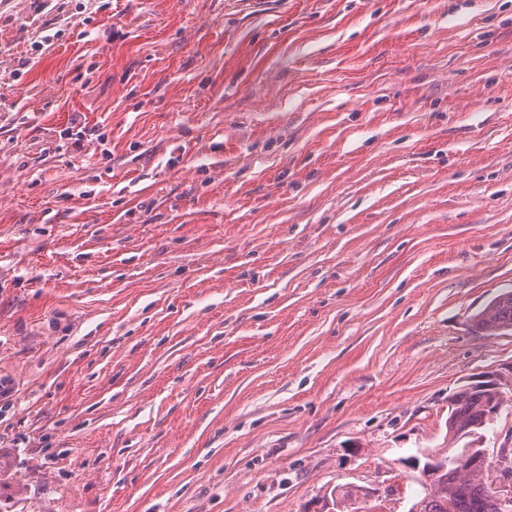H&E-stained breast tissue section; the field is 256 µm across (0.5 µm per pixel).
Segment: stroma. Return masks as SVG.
<instances>
[{"mask_svg":"<svg viewBox=\"0 0 512 512\" xmlns=\"http://www.w3.org/2000/svg\"><path fill=\"white\" fill-rule=\"evenodd\" d=\"M509 289L512 0H0V512H408ZM477 332L495 335L512 329V290L500 294L473 317Z\"/></svg>","mask_w":512,"mask_h":512,"instance_id":"1","label":"stroma"}]
</instances>
